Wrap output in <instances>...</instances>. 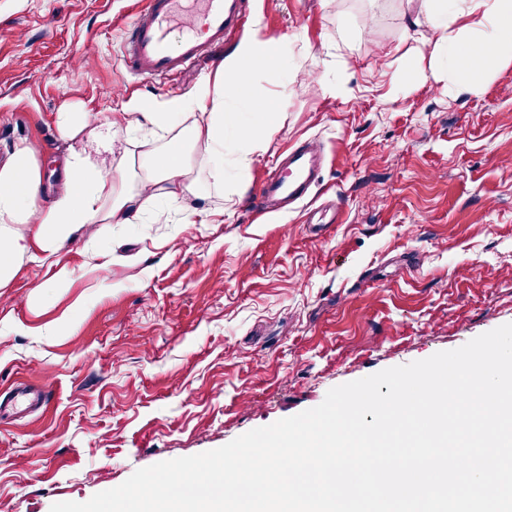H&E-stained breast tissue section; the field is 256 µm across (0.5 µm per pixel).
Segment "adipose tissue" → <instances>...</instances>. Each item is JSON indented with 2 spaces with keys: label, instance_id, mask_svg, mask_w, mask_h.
Listing matches in <instances>:
<instances>
[{
  "label": "adipose tissue",
  "instance_id": "adipose-tissue-1",
  "mask_svg": "<svg viewBox=\"0 0 512 512\" xmlns=\"http://www.w3.org/2000/svg\"><path fill=\"white\" fill-rule=\"evenodd\" d=\"M415 17L433 25L440 48L448 44L451 25L470 19L476 39L448 54L456 89L474 90L477 76L512 61V0H416ZM277 60L275 39L242 44L219 63L214 81L201 87L199 95L211 109L200 114L172 104L147 112L130 101L96 126L88 114L58 113L57 126L69 146L63 188L47 207L35 204L41 174L33 150L22 145L0 159V288L18 275L20 257L35 252L54 256V281H67L71 270L60 254L87 226L135 224L147 204L196 193V150L205 149L218 162L224 157L225 95L253 105L251 69Z\"/></svg>",
  "mask_w": 512,
  "mask_h": 512
}]
</instances>
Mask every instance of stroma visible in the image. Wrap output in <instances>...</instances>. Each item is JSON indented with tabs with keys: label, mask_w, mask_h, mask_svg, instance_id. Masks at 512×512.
<instances>
[{
	"label": "stroma",
	"mask_w": 512,
	"mask_h": 512,
	"mask_svg": "<svg viewBox=\"0 0 512 512\" xmlns=\"http://www.w3.org/2000/svg\"><path fill=\"white\" fill-rule=\"evenodd\" d=\"M136 3L0 0V157L28 144L50 177L60 112H202L223 54L258 32L280 65L250 74L258 111H224L234 128L274 113L277 131L244 170L227 133L223 180L197 155V195L79 234L68 282L26 256L0 288V404L46 398L0 414V512L87 501L512 323V62L458 91L406 0H254L239 38L173 90L123 70ZM304 139L327 157L313 200L257 216L259 181Z\"/></svg>",
	"instance_id": "35a3bbf8"
}]
</instances>
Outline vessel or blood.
Instances as JSON below:
<instances>
[{
  "label": "vessel or blood",
  "instance_id": "b4317fda",
  "mask_svg": "<svg viewBox=\"0 0 512 512\" xmlns=\"http://www.w3.org/2000/svg\"><path fill=\"white\" fill-rule=\"evenodd\" d=\"M252 0H145L125 30L123 60L144 80L177 82L182 74L238 37ZM313 150L292 147L288 167L264 179L258 190L262 210L285 211L305 200L318 177Z\"/></svg>",
  "mask_w": 512,
  "mask_h": 512
}]
</instances>
